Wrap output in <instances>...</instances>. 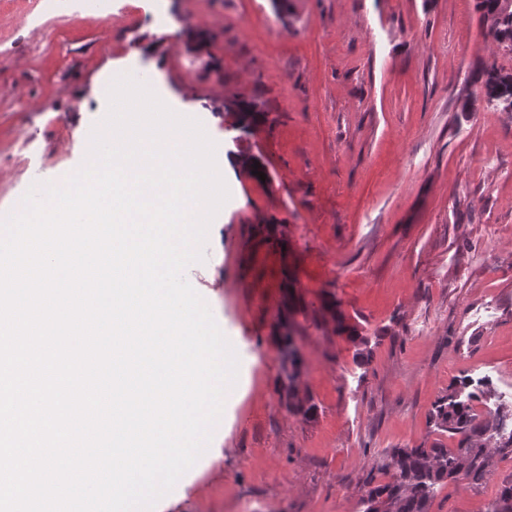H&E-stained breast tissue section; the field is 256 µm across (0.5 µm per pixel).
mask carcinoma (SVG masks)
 <instances>
[{"mask_svg": "<svg viewBox=\"0 0 512 512\" xmlns=\"http://www.w3.org/2000/svg\"><path fill=\"white\" fill-rule=\"evenodd\" d=\"M501 0H475V8L481 18L489 23L494 39L512 52V9L500 6ZM481 95L487 104L501 111L512 109V72L495 66L482 70L478 76ZM224 110L237 113L236 128L245 134L266 121L264 103L254 97L249 100L224 103ZM243 172L263 190H268L271 180H260L252 171L266 172L264 164L253 168L257 158L248 151H238ZM305 314V308L292 300L284 301L275 311L272 322V337L279 341L278 347H288L297 342L304 328L297 316ZM290 364L280 363V400L293 414L308 418L316 409L312 399L301 395L299 378L305 359L299 350L288 356ZM472 382L465 379L448 386V391L439 396L432 405L430 423L441 433L459 437L457 447L448 449L436 441L429 446L394 448L384 458L381 469L390 480L375 482L370 476L365 482L362 498L365 512H374V503L380 501L384 512H428L429 501L434 491L449 481L465 480L479 486L490 472L492 457L496 453H512V409L499 408L490 418L482 419L475 413L473 402L487 395L482 385L477 391L470 390ZM489 512H512V481L498 490Z\"/></svg>", "mask_w": 512, "mask_h": 512, "instance_id": "1", "label": "carcinoma"}]
</instances>
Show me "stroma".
I'll return each mask as SVG.
<instances>
[{"instance_id":"35a3bbf8","label":"stroma","mask_w":512,"mask_h":512,"mask_svg":"<svg viewBox=\"0 0 512 512\" xmlns=\"http://www.w3.org/2000/svg\"><path fill=\"white\" fill-rule=\"evenodd\" d=\"M0 0V216L85 161L117 76L147 84L210 139L234 147L227 101H265L249 138L273 178L239 172L185 279L234 341L242 386L224 461L176 512H364L388 450L436 438L433 402L463 378L512 406V112L458 110L484 67L512 70L474 0ZM218 39L197 52L190 33ZM223 79H200L209 56ZM85 111H78V103ZM280 218L256 247L252 225ZM308 305L301 387L279 398L271 314L284 274ZM335 300L357 337L322 317ZM512 481L440 487L429 512H487Z\"/></svg>"}]
</instances>
